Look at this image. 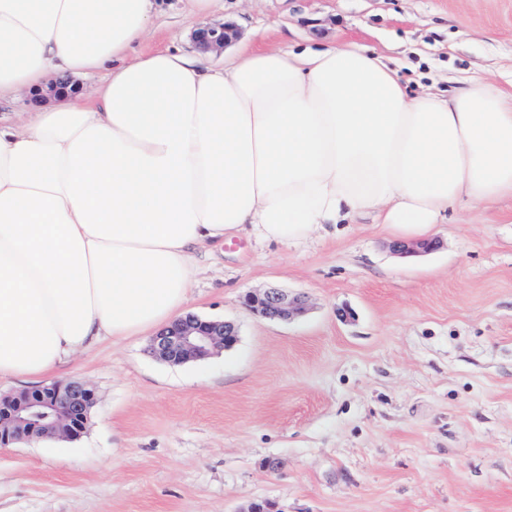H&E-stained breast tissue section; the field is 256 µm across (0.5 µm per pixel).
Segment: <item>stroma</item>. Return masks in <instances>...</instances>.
<instances>
[{"label": "stroma", "instance_id": "obj_1", "mask_svg": "<svg viewBox=\"0 0 512 512\" xmlns=\"http://www.w3.org/2000/svg\"><path fill=\"white\" fill-rule=\"evenodd\" d=\"M280 49L352 39L411 91L512 85V0H223ZM189 0H162L143 48L194 51ZM414 234L363 219L281 245L201 248L186 308L237 344L169 365L149 337L104 340L42 380L97 402L77 440L0 447V512H512V198ZM306 299L288 321L242 298ZM279 463L266 467L267 460Z\"/></svg>", "mask_w": 512, "mask_h": 512}]
</instances>
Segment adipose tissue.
<instances>
[{"instance_id":"obj_1","label":"adipose tissue","mask_w":512,"mask_h":512,"mask_svg":"<svg viewBox=\"0 0 512 512\" xmlns=\"http://www.w3.org/2000/svg\"><path fill=\"white\" fill-rule=\"evenodd\" d=\"M156 0H0V103L104 73L0 119V377L182 317L197 249L375 223L427 235L512 198V91L411 92L349 41L239 47L223 68L140 45Z\"/></svg>"}]
</instances>
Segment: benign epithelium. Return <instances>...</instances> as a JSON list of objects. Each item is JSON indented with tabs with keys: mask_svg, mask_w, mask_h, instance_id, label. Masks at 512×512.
Here are the masks:
<instances>
[{
	"mask_svg": "<svg viewBox=\"0 0 512 512\" xmlns=\"http://www.w3.org/2000/svg\"><path fill=\"white\" fill-rule=\"evenodd\" d=\"M230 31L228 25L210 23L195 30L192 40L201 50L221 52L231 40ZM243 303L250 311L277 320H289L305 309L302 297H291L278 289L248 292ZM237 341L233 324L189 313L159 331L149 352L161 362L182 365L230 349ZM95 402L89 385L69 381L1 396L0 446L43 438L76 440L86 431Z\"/></svg>",
	"mask_w": 512,
	"mask_h": 512,
	"instance_id": "1",
	"label": "benign epithelium"
}]
</instances>
